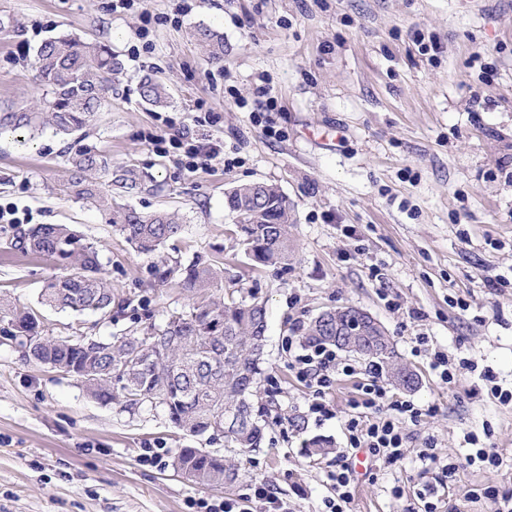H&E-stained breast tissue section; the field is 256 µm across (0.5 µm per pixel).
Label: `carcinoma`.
<instances>
[{
	"label": "carcinoma",
	"mask_w": 512,
	"mask_h": 512,
	"mask_svg": "<svg viewBox=\"0 0 512 512\" xmlns=\"http://www.w3.org/2000/svg\"><path fill=\"white\" fill-rule=\"evenodd\" d=\"M199 40L214 56L224 53L221 38L209 29L198 32ZM45 87L40 107L0 106V134L35 131L46 125L72 139L68 147L70 176L59 194L96 209L105 223L145 255L166 244L179 251L183 224L167 211L142 212L104 191L99 179L115 182L128 192L142 187L140 177L126 170L112 177V163L84 143L106 94L112 89V74L121 63L112 48L101 42H85L68 35L45 38L31 62ZM146 104L162 108L169 103L167 89L147 77L138 86ZM225 204L236 218L231 237L245 258L263 267H285L295 245L288 198L278 186L264 182L239 185L225 193ZM8 248L26 256L51 261L60 275L42 289L40 304L60 310L92 311L112 318V284L103 272L99 251L68 224H37L18 227ZM154 283L172 281L193 293L189 310L171 316L140 335L87 344L83 335L53 337L45 334L41 313L31 307L0 303V321L12 331L3 339L20 340L27 361L49 366L75 378L93 398L120 401L130 412L144 404L164 408L171 424L186 436L224 438L237 448H258L268 425L272 402L254 406L264 362L267 311L254 294L215 299L210 290L224 282L219 262L188 264L175 259L153 266ZM367 314L348 307L329 309L297 328L304 341L332 345L354 352L351 345L364 341L361 356L378 362L392 381L412 390L417 374L398 363L394 344L385 328L364 322L362 335L347 332L356 317ZM233 425L224 426L225 416ZM330 442L314 437L306 444L310 457L324 456ZM178 471L189 481L214 488L230 485L238 470L224 457L203 448H181L176 456Z\"/></svg>",
	"instance_id": "obj_1"
}]
</instances>
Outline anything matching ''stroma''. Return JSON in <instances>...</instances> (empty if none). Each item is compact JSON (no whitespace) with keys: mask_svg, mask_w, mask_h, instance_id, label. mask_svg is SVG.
Here are the masks:
<instances>
[{"mask_svg":"<svg viewBox=\"0 0 512 512\" xmlns=\"http://www.w3.org/2000/svg\"><path fill=\"white\" fill-rule=\"evenodd\" d=\"M144 8L158 19L145 40ZM4 15L21 33L0 35V105L35 106L42 89L29 60L48 36L101 41L118 55L123 68L88 142L114 174L144 179V188L113 195L145 212L178 213L182 262H223L218 296L265 301L258 399L274 408L261 447L233 448L183 435L162 407L131 413L95 400L0 341V512H196L207 498L251 512L261 482L291 512H321L367 362L346 354L358 372L337 375L324 397L330 414L318 419L311 388L288 367V342L298 325L345 306L384 326L399 361L419 375L418 388L391 385L389 395L436 408L405 423L402 462L357 475L353 512H422L428 483L439 512H491L481 490L512 491V404L480 377L491 370L512 389V0H144L117 11L112 0H0ZM202 28L222 36L223 56L198 40ZM425 40L435 50L423 51ZM147 74L166 83L167 107L140 100ZM261 85L277 111H258ZM185 133L219 143L223 156L187 168L169 144ZM153 135L164 144H150ZM67 144L48 127L22 142L0 135V206L29 225H75L112 282L111 320L45 308L47 334L124 336L187 309L189 292L153 282L151 266L174 254L170 247L138 254L96 209L57 194ZM253 182L276 184L293 208L297 249L287 267L252 266L226 234V191ZM13 231L0 223V293L34 307L55 269L8 252ZM501 276L506 284L488 288ZM434 351L453 362L452 384L432 369ZM297 413L306 417L300 434L289 423ZM470 433L499 467L466 464ZM315 436L335 453L307 456ZM182 448L219 452L237 465V481L221 489L187 481L175 468ZM427 448L458 462L452 477L422 458ZM159 449L160 465L143 463Z\"/></svg>","mask_w":512,"mask_h":512,"instance_id":"1","label":"stroma"}]
</instances>
